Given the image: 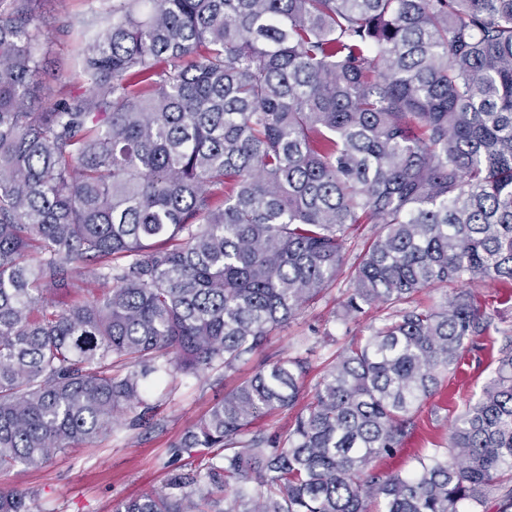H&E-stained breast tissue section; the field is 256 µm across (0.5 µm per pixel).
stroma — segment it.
Returning a JSON list of instances; mask_svg holds the SVG:
<instances>
[{
    "mask_svg": "<svg viewBox=\"0 0 512 512\" xmlns=\"http://www.w3.org/2000/svg\"><path fill=\"white\" fill-rule=\"evenodd\" d=\"M33 23L42 32L43 57L36 101L46 104L58 96L63 76L80 71L82 48L101 25L100 6L97 0H38ZM349 286L348 276L340 275L322 298L275 331L263 350L253 356L251 365L239 372L226 377L211 372L178 374L155 381L149 396L156 407L153 426L122 427L112 437L58 455L38 469L0 471V489L25 492L31 512H116L130 498L168 491L172 474L186 469L185 458L173 456V443L226 390L248 377L252 365L302 354L310 363L304 389L309 399L325 361L352 338L368 335L373 316L354 322L339 314V303ZM473 291L499 311L483 347L467 353L461 368L448 374L441 390L421 404L415 414V429L402 450L394 457L377 460V469L406 471L428 449L447 446L454 419L493 376L498 351L512 337V289L487 282L474 286Z\"/></svg>",
    "mask_w": 512,
    "mask_h": 512,
    "instance_id": "1",
    "label": "stroma"
}]
</instances>
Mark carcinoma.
Instances as JSON below:
<instances>
[{
  "label": "carcinoma",
  "instance_id": "cac0c4a2",
  "mask_svg": "<svg viewBox=\"0 0 512 512\" xmlns=\"http://www.w3.org/2000/svg\"><path fill=\"white\" fill-rule=\"evenodd\" d=\"M36 2L0 0V470L248 363L372 224L342 304L370 335L307 403L304 358L259 365L172 445L180 493L116 512H512L511 347L448 447L373 466L492 325L458 283L512 286V0H104L85 90L34 108ZM86 269L102 296L57 310Z\"/></svg>",
  "mask_w": 512,
  "mask_h": 512
}]
</instances>
